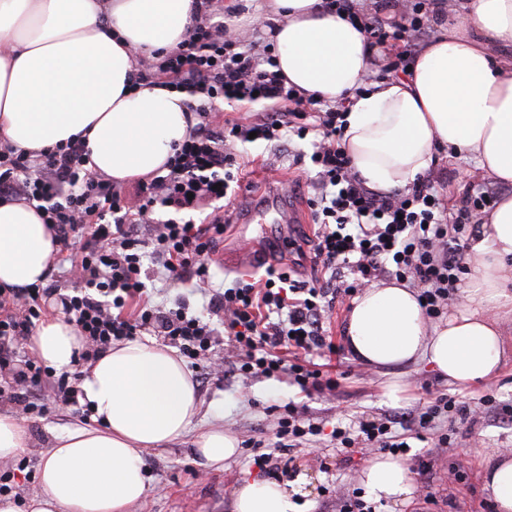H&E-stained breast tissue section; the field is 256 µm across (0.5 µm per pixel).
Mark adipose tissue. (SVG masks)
<instances>
[{"label": "adipose tissue", "mask_w": 512, "mask_h": 512, "mask_svg": "<svg viewBox=\"0 0 512 512\" xmlns=\"http://www.w3.org/2000/svg\"><path fill=\"white\" fill-rule=\"evenodd\" d=\"M320 0H269L277 14L278 63L289 82L327 99L352 98L342 144L375 189L409 186L435 167L437 147L512 184V72L491 45H512V0H461L407 73L372 82L379 48ZM197 20L195 0H0V140L37 153L81 136L88 170L126 185L153 176L195 119L186 94L134 85L137 59L171 52ZM58 252L34 204L0 200V288L44 283ZM464 261L472 270L462 306L428 324L414 289L394 281L356 296L345 338L365 365L392 369L424 359L449 384L468 387L499 372L506 353L499 310L512 308V195L482 218ZM84 341L60 316L42 320L32 350L72 371ZM80 404L92 421L55 436L27 498L0 512H125L147 489L143 455L181 440L201 408L181 358L152 340L118 343L83 370ZM206 466L238 452L221 427L196 435ZM484 489L512 512V456H489ZM361 483L373 501L410 502L402 461L378 456ZM233 512H294L287 488L237 487Z\"/></svg>", "instance_id": "ef3b65f1"}]
</instances>
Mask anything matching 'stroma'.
Listing matches in <instances>:
<instances>
[{"mask_svg": "<svg viewBox=\"0 0 512 512\" xmlns=\"http://www.w3.org/2000/svg\"><path fill=\"white\" fill-rule=\"evenodd\" d=\"M311 150L310 140L291 138L278 144L242 143L237 151L243 170L258 168L269 178L296 188L306 195L310 174L290 167L293 155ZM286 224H252L246 227L227 224L218 245L224 250L223 265L214 270L215 283L239 275L234 257L242 251L244 242L256 245L261 264L281 259L277 250L279 240L291 236ZM328 370L338 377L340 386L335 394H324L307 400L308 415L314 421H335L347 415L372 417L392 414L396 409L424 405L428 390L442 389L469 400L481 393L483 387L448 385L427 362L419 361L395 369L376 370L359 363L352 355L336 354L329 358ZM400 381L406 387L400 405H391L383 396L390 381ZM203 401L199 415L192 420L187 436L174 445L145 453L144 464L149 484L146 497L131 507L130 512H232L233 492L249 479L262 478L263 473L253 465L247 450H239L235 459L222 468L204 466L193 438L201 431L222 426L237 440L261 439L271 435L276 427L278 406L297 399L298 394L287 377L272 380L263 377H212L198 387ZM88 413L82 405H56L42 417H24L31 447L22 460L0 461V473L14 472L16 495L32 493L36 488L38 470L54 436L76 424L84 423ZM425 451L438 470L445 471L455 459L463 458L471 465L469 485L458 488L452 507L445 512H484L489 496L483 488L482 467L490 454L512 455V422L481 420L459 435L454 447L436 448L426 445ZM311 447L300 446L272 453L276 469L271 480L293 490L296 512H336L329 497L330 490L347 493L360 486V477L370 461L369 455L355 454L349 464L332 466L323 472L312 465Z\"/></svg>", "mask_w": 512, "mask_h": 512, "instance_id": "35a3bbf8", "label": "stroma"}]
</instances>
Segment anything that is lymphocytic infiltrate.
I'll use <instances>...</instances> for the list:
<instances>
[{
	"instance_id": "f902f5d3",
	"label": "lymphocytic infiltrate",
	"mask_w": 512,
	"mask_h": 512,
	"mask_svg": "<svg viewBox=\"0 0 512 512\" xmlns=\"http://www.w3.org/2000/svg\"><path fill=\"white\" fill-rule=\"evenodd\" d=\"M430 5L431 0H380L374 12L361 14L355 0H323L325 9L359 26L370 45L394 49V74L406 72L431 32ZM135 79H156L188 93L187 108L196 118L162 170L140 183L135 194L91 174L81 142L55 146L36 159L0 147V200L38 201L44 223L52 225L69 253L71 275L82 282L70 293L52 285L0 289V371H10L11 400L25 413L44 416L51 403L70 405L78 395L76 380L54 377L17 349L51 299L86 339L82 360H95L113 342L149 335L177 348L192 366L213 371L217 365L208 353L213 336L221 334L230 346L229 374L285 375L306 399L338 387L321 364L322 357L340 351L326 329L337 305L381 277L417 287L430 319L439 318L459 295L465 234L475 212L496 203L497 188L476 185L455 208L428 175L404 191L370 187L353 171L341 146L345 99L330 102L300 94L287 83L273 41L261 37L242 46L220 20L203 19L160 62L139 60ZM217 101L232 111L221 124L211 119ZM253 101L261 103V110L240 115L242 105ZM312 131L319 135L308 155L314 179L307 202L317 225L307 241L314 278L299 282L272 266L261 282L213 287L208 259L224 234V220L205 219L198 211L230 202L241 168L235 143L253 135L270 143L292 135L303 139ZM160 210L165 219H157ZM148 254L166 279L193 282L207 294V309L220 317V327L184 303L151 302L143 281ZM45 384L52 398L39 394ZM482 410L512 421V403L490 389L469 402L438 391L422 407L358 422L340 420L329 430L306 417L303 402H291L278 418L274 445L294 448L323 437L340 463L363 448L404 456L416 440L449 447L452 436L475 423Z\"/></svg>"
}]
</instances>
